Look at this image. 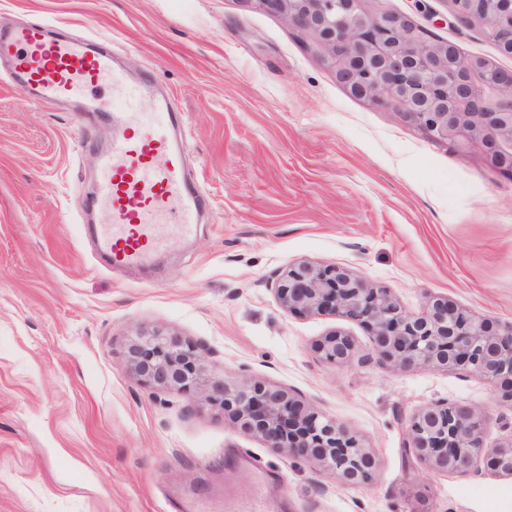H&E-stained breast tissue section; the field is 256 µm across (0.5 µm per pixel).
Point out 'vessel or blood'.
Masks as SVG:
<instances>
[{
	"mask_svg": "<svg viewBox=\"0 0 512 512\" xmlns=\"http://www.w3.org/2000/svg\"><path fill=\"white\" fill-rule=\"evenodd\" d=\"M121 52L115 40L103 38L92 47L57 36L54 26L43 23L0 29V60L9 62L11 81L24 99L66 100L90 112L95 90L116 86L126 98L128 125H142L141 137H117L101 149L93 196L102 215L101 251L113 264L137 265L172 239L194 234L205 196L184 169L186 140L166 134L175 119L170 97L156 96L153 71L126 82L118 67ZM151 94L155 118L143 123L138 106Z\"/></svg>",
	"mask_w": 512,
	"mask_h": 512,
	"instance_id": "obj_1",
	"label": "vessel or blood"
}]
</instances>
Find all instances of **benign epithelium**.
Segmentation results:
<instances>
[{
	"label": "benign epithelium",
	"instance_id": "1",
	"mask_svg": "<svg viewBox=\"0 0 512 512\" xmlns=\"http://www.w3.org/2000/svg\"><path fill=\"white\" fill-rule=\"evenodd\" d=\"M281 16L310 39L324 64L354 98L402 113L436 140L478 141L486 161L512 175V69L466 59L455 45L429 38L406 17L370 13L365 0H249ZM457 25H484L512 55V0H451ZM287 311L334 315L365 328L371 353L401 370H464L489 380L512 407V322L473 315L433 297L417 314L385 289L335 265L300 261L273 288ZM321 358L347 364L353 338L332 332L317 344ZM130 371L144 384L195 396L220 410L240 432L271 451L304 459L342 486H370L378 476L374 449L313 411L287 390L254 379L237 383L212 373L202 345L161 328H141L127 348ZM408 451L438 473L512 477V437L485 445V414L470 405L432 402L411 419Z\"/></svg>",
	"mask_w": 512,
	"mask_h": 512
}]
</instances>
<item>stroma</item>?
<instances>
[{
    "mask_svg": "<svg viewBox=\"0 0 512 512\" xmlns=\"http://www.w3.org/2000/svg\"><path fill=\"white\" fill-rule=\"evenodd\" d=\"M365 6L512 69L486 30L457 27L450 0ZM21 19L118 38L127 74L156 73L208 207L194 238L149 265H108L83 201L126 127L121 98L97 91L90 116L23 99L0 69V512H235L252 495L239 449L271 476L270 512H512V478L406 454L411 417L438 400L483 410L487 446L512 434L488 380L378 362L365 329L286 312L271 289L308 260L410 313L438 296L512 321V177L481 144L433 140L353 98L307 37L249 0H0V26ZM144 327L203 343L216 375L280 385L334 418L374 448L376 482L339 486L193 396L139 382L126 351ZM333 330L355 344L342 367L315 349Z\"/></svg>",
    "mask_w": 512,
    "mask_h": 512,
    "instance_id": "1",
    "label": "stroma"
}]
</instances>
